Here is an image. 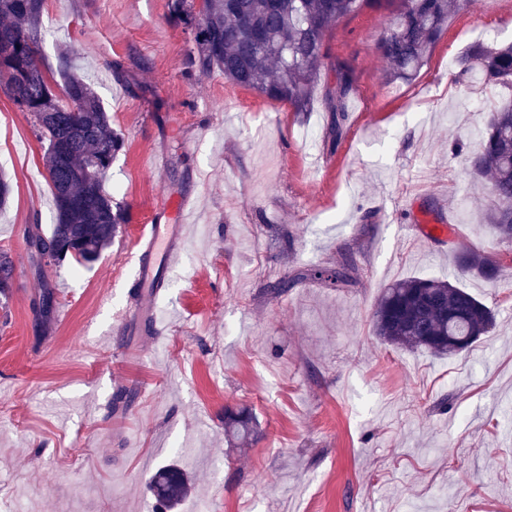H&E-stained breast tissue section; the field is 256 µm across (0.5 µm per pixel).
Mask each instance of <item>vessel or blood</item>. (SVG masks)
Listing matches in <instances>:
<instances>
[{
	"label": "vessel or blood",
	"instance_id": "1",
	"mask_svg": "<svg viewBox=\"0 0 512 512\" xmlns=\"http://www.w3.org/2000/svg\"><path fill=\"white\" fill-rule=\"evenodd\" d=\"M189 201L183 197L162 199L157 221L144 225L136 240L138 248L135 271L140 283L164 287L180 256L176 242L187 217Z\"/></svg>",
	"mask_w": 512,
	"mask_h": 512
}]
</instances>
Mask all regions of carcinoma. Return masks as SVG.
<instances>
[{
	"instance_id": "obj_1",
	"label": "carcinoma",
	"mask_w": 512,
	"mask_h": 512,
	"mask_svg": "<svg viewBox=\"0 0 512 512\" xmlns=\"http://www.w3.org/2000/svg\"><path fill=\"white\" fill-rule=\"evenodd\" d=\"M196 0H169V18L191 30V64L199 75L218 70L233 84L284 102L297 112L313 104L324 67L326 32L362 4L377 0H204L200 15ZM399 8L376 44L388 63L387 81H407L428 62L462 0H398ZM45 0H0V90L21 112L30 115L37 137L46 143L45 176L53 189L54 224L49 233L39 225L27 238L61 253L78 266L98 260L124 223L121 209L112 205L105 178L123 147L121 134L95 88L69 69L61 58L62 93L50 86L39 62L40 22ZM455 80L512 87V43L475 44L456 59ZM350 75H336L325 91L330 109L346 111ZM468 172L486 189L493 204L484 210L486 223L501 241H512V103L495 105L470 151ZM461 272L495 282L507 270L499 259L472 245L455 255ZM15 263L0 250V298L13 287ZM355 267L304 269L272 285L278 293L288 282L313 278L331 288L356 284ZM494 311L466 288L445 278L410 276L390 284L375 307L373 332L401 349H423L445 358L470 349L494 326ZM256 432L251 413L229 410L225 435L246 444ZM157 512H170L189 491L186 474L164 467L151 481Z\"/></svg>"
}]
</instances>
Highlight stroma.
Instances as JSON below:
<instances>
[{"mask_svg": "<svg viewBox=\"0 0 512 512\" xmlns=\"http://www.w3.org/2000/svg\"><path fill=\"white\" fill-rule=\"evenodd\" d=\"M167 4L45 2L43 68L58 71L69 48L125 140L106 190L128 220L92 265L36 274L25 234L54 217L45 144L0 92L12 186L0 249L16 266L0 307V512H156L146 484L167 464L193 484L177 512H512V270L461 277L496 312L469 351L396 349L371 324L382 288L447 277L457 247L512 257L466 164L512 92L453 77L479 28L512 41V0H465L408 82H387L376 51L396 0L333 25L320 80L342 67L353 77L337 134L323 98L298 112L220 71L199 75ZM169 195L193 202L185 257L151 294L133 279V237ZM346 253L357 286L309 279L267 294ZM47 287L54 309L38 325ZM117 345L140 354L115 359ZM229 408L257 420L241 451L224 436Z\"/></svg>", "mask_w": 512, "mask_h": 512, "instance_id": "obj_1", "label": "stroma"}]
</instances>
